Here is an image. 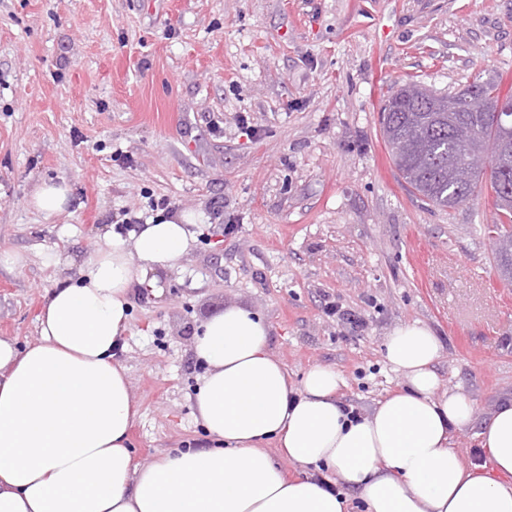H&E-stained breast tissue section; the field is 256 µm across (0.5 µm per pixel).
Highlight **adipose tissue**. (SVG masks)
<instances>
[{"label":"adipose tissue","mask_w":512,"mask_h":512,"mask_svg":"<svg viewBox=\"0 0 512 512\" xmlns=\"http://www.w3.org/2000/svg\"><path fill=\"white\" fill-rule=\"evenodd\" d=\"M179 214L117 234L53 288L25 349L0 338V512H512V402L478 433L492 469L451 445L468 426L472 399L444 390L440 344L420 323L395 328L386 358L404 379L371 414H348L345 381L315 365L292 383L268 350L269 329L232 305L204 319L194 354L204 362L193 404L217 448H189L135 465L129 435L139 412L118 355L126 345L132 288L173 267L194 239ZM336 475L286 476L266 451Z\"/></svg>","instance_id":"adipose-tissue-1"}]
</instances>
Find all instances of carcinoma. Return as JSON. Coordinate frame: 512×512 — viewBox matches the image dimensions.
I'll list each match as a JSON object with an SVG mask.
<instances>
[{
	"instance_id": "obj_1",
	"label": "carcinoma",
	"mask_w": 512,
	"mask_h": 512,
	"mask_svg": "<svg viewBox=\"0 0 512 512\" xmlns=\"http://www.w3.org/2000/svg\"><path fill=\"white\" fill-rule=\"evenodd\" d=\"M486 97L512 108V94H502L495 81L478 83ZM463 92L444 94L456 101L455 118L471 125L474 138L455 137L448 113L433 112L426 100H418L401 87L383 104L381 124L389 155L406 182L423 198L441 209L464 205L487 188L497 210L496 223L488 233L497 239L496 259L502 276L512 280V202L502 204L512 190V143L504 147L499 135L485 123L474 102L460 99Z\"/></svg>"
}]
</instances>
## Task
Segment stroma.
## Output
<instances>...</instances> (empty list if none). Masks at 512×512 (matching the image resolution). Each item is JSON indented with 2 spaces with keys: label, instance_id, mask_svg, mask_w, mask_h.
I'll use <instances>...</instances> for the list:
<instances>
[{
  "label": "stroma",
  "instance_id": "obj_1",
  "mask_svg": "<svg viewBox=\"0 0 512 512\" xmlns=\"http://www.w3.org/2000/svg\"><path fill=\"white\" fill-rule=\"evenodd\" d=\"M491 77L512 94V0H0V253L26 258L0 268V338L37 340L69 275L49 254L89 260L124 213L152 220L165 198L197 224L179 263L129 294L135 463L215 447L190 400L193 333L233 304L268 325L290 381L336 369L361 415L403 384L386 336L427 326L442 389L474 401L453 439L472 461L482 423L512 401L496 210L486 191L450 211L413 194L380 108L412 81L457 92ZM43 180L72 188L49 220L29 204Z\"/></svg>",
  "mask_w": 512,
  "mask_h": 512
}]
</instances>
